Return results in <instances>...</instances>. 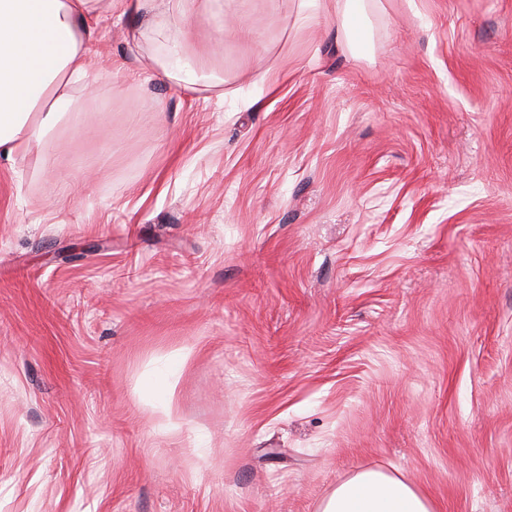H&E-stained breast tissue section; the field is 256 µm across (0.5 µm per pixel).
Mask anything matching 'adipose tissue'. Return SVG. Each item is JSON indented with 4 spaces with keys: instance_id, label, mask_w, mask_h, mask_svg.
<instances>
[{
    "instance_id": "obj_1",
    "label": "adipose tissue",
    "mask_w": 512,
    "mask_h": 512,
    "mask_svg": "<svg viewBox=\"0 0 512 512\" xmlns=\"http://www.w3.org/2000/svg\"><path fill=\"white\" fill-rule=\"evenodd\" d=\"M164 70L200 76L179 48L192 40L188 18L210 12L211 0H179ZM132 16L156 23L157 0H0V160L31 154L64 110L86 91L99 66L100 22ZM321 512H435L432 501L398 475L356 471L324 500Z\"/></svg>"
}]
</instances>
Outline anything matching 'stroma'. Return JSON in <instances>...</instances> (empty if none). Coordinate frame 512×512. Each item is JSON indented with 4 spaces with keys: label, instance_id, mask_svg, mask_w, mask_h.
<instances>
[{
    "label": "stroma",
    "instance_id": "35a3bbf8",
    "mask_svg": "<svg viewBox=\"0 0 512 512\" xmlns=\"http://www.w3.org/2000/svg\"><path fill=\"white\" fill-rule=\"evenodd\" d=\"M300 4L191 16L193 93L104 19L0 163V512H512V0ZM321 512H435L432 501L398 475L356 471L324 500Z\"/></svg>",
    "mask_w": 512,
    "mask_h": 512
}]
</instances>
